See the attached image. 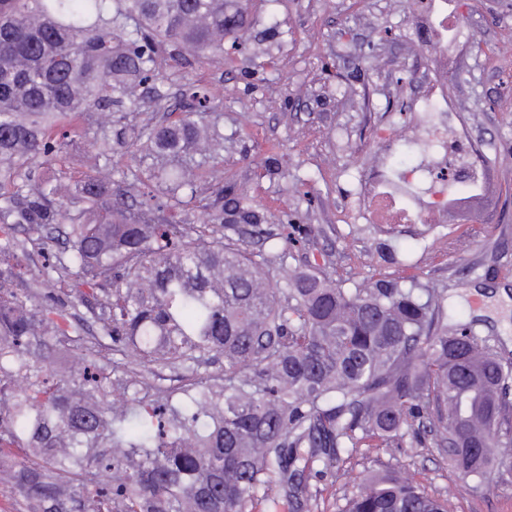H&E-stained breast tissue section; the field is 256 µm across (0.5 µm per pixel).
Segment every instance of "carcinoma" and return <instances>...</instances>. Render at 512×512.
I'll list each match as a JSON object with an SVG mask.
<instances>
[{"instance_id":"carcinoma-1","label":"carcinoma","mask_w":512,"mask_h":512,"mask_svg":"<svg viewBox=\"0 0 512 512\" xmlns=\"http://www.w3.org/2000/svg\"><path fill=\"white\" fill-rule=\"evenodd\" d=\"M275 36L252 35L251 0H0V487L20 512H303L316 468L415 421L473 487L512 470V377L489 339L444 324L435 289L253 260L255 243L283 259L288 224L224 176L212 88L186 84L176 111L158 92L172 120L112 137L163 60L268 55ZM136 144L152 169L115 174ZM71 155L76 175L57 168ZM264 174L288 178L276 157ZM202 195L200 223H177ZM132 364L182 385L149 398L119 376ZM340 512L448 501L369 473Z\"/></svg>"}]
</instances>
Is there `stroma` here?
I'll return each instance as SVG.
<instances>
[{
    "label": "stroma",
    "instance_id": "obj_1",
    "mask_svg": "<svg viewBox=\"0 0 512 512\" xmlns=\"http://www.w3.org/2000/svg\"><path fill=\"white\" fill-rule=\"evenodd\" d=\"M452 2L449 25L482 31L481 44L463 39L448 56V100L490 169L492 200L478 224L452 218L426 236L417 224L385 233L355 214L353 174L378 164L388 148L383 128L415 120L401 109L416 93L403 75L429 73L408 51L416 22L402 0H253L256 28L280 32L271 58L170 61L159 87L174 106L185 83L220 88L213 109L224 126V174L250 185L270 224L288 222V269L348 283L386 275L433 285L449 324H472L512 361V341L499 329L512 325V304L494 300L503 289L512 295V0ZM272 155L286 181L264 177ZM389 240L397 247L391 261L381 252ZM365 471L420 481L453 512H512V476L492 471L471 490L433 436L420 442L409 429L392 447L340 452L334 468L309 480L310 512H338Z\"/></svg>",
    "mask_w": 512,
    "mask_h": 512
}]
</instances>
